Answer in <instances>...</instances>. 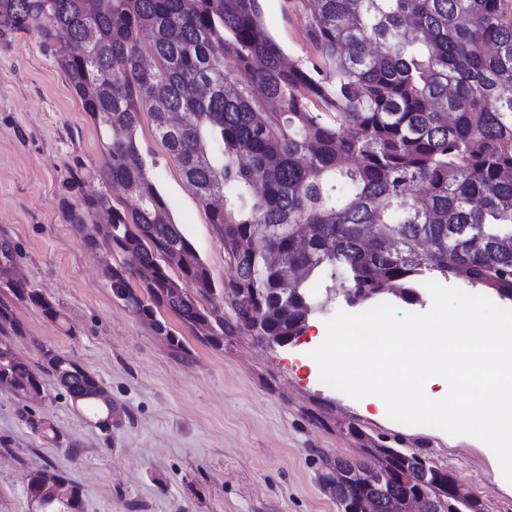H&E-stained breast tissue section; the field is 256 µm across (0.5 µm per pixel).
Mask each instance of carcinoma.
<instances>
[{"label": "carcinoma", "mask_w": 512, "mask_h": 512, "mask_svg": "<svg viewBox=\"0 0 512 512\" xmlns=\"http://www.w3.org/2000/svg\"><path fill=\"white\" fill-rule=\"evenodd\" d=\"M306 2L315 55L292 58L265 29L261 0H112L106 9L0 0V35L40 33L109 136L105 179L135 201L126 211L105 193L86 196L67 222L91 251L105 242L138 256L137 269L108 265L104 275L178 353L185 347L157 318L161 307L218 344L245 332L302 333L321 285L352 308L387 294L417 303L435 277L512 301V0ZM143 112L224 241L231 276L220 289L152 179L136 140ZM16 256L0 239L3 284L60 320L18 278ZM219 292L226 314L196 300ZM23 333L0 299V384L40 394L50 373L111 435L112 398L95 378L47 349L32 367L11 345ZM321 464L339 512L360 493L392 499L400 512L418 493L430 512H486L470 492L448 500L452 474L415 453L390 449L369 479L363 457ZM338 471L352 478L338 483ZM59 481L56 470H36L28 494L43 512H81L77 487L49 493Z\"/></svg>", "instance_id": "carcinoma-1"}]
</instances>
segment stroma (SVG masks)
<instances>
[{
    "instance_id": "35a3bbf8",
    "label": "stroma",
    "mask_w": 512,
    "mask_h": 512,
    "mask_svg": "<svg viewBox=\"0 0 512 512\" xmlns=\"http://www.w3.org/2000/svg\"><path fill=\"white\" fill-rule=\"evenodd\" d=\"M261 7L286 55L313 54L304 0H261ZM136 138L173 219L224 284V243L149 114ZM104 166L99 130L39 34L0 36V237L14 245L20 277L63 314L57 323L14 301L24 333L12 346L34 366L45 348L76 360L120 414L107 436L52 376L31 399L0 386V512H29L28 476L44 468L81 489L82 512H338L318 478L320 457L353 458L378 444L429 458L482 496L487 512H512L487 445L401 426L321 382L310 353L326 321L346 310L343 299L324 304L302 337L275 348L247 333L212 345L159 311L187 350L176 355L115 297L102 272L128 266L129 255L105 245L88 250L66 220V205L87 194L103 191L115 207H130L126 192L105 181ZM28 414L53 426L60 442L33 432Z\"/></svg>"
}]
</instances>
